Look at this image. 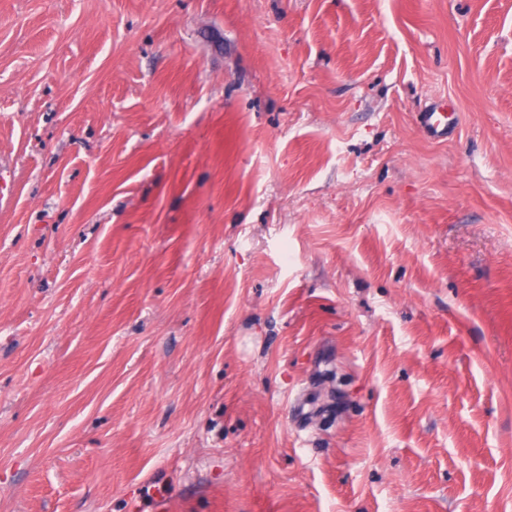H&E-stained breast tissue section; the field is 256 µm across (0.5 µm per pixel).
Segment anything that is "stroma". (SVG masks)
Returning <instances> with one entry per match:
<instances>
[{"label":"stroma","mask_w":512,"mask_h":512,"mask_svg":"<svg viewBox=\"0 0 512 512\" xmlns=\"http://www.w3.org/2000/svg\"><path fill=\"white\" fill-rule=\"evenodd\" d=\"M0 512H512V0H0ZM458 114L456 112L448 113L447 106H437L429 112H422L419 123L430 138H447L457 124Z\"/></svg>","instance_id":"1"}]
</instances>
